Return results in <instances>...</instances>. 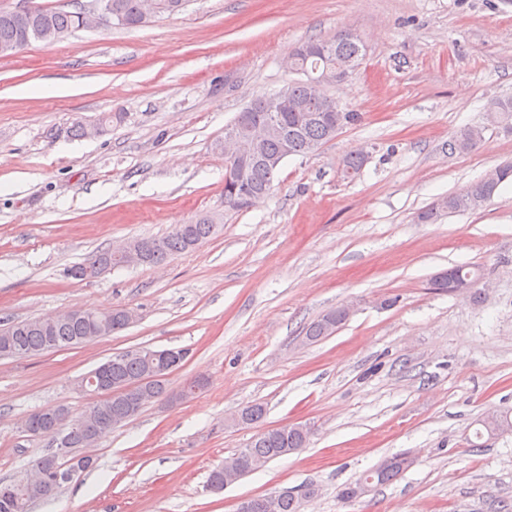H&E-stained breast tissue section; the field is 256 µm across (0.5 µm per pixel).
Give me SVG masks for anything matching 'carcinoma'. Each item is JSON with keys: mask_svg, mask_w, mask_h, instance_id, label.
<instances>
[{"mask_svg": "<svg viewBox=\"0 0 512 512\" xmlns=\"http://www.w3.org/2000/svg\"><path fill=\"white\" fill-rule=\"evenodd\" d=\"M142 0H112V13L118 15V25L133 28L148 23L141 14ZM74 10L65 7H43L33 10L30 16H21L0 8V55L17 54L34 41L54 42L79 28V2L72 3ZM365 47L352 30H340L328 40H307L288 57V68L302 78L283 91L288 93V109L268 118L266 112L240 111L233 121L239 142L228 146L224 154V204L238 209L268 195L283 162L288 155L306 157L331 141L345 127L361 121L358 112L338 108L336 100L327 93L336 84V73L361 63ZM512 135V96L491 100L485 111V122L461 129L447 143L450 153H467L476 150L488 127ZM252 150L245 161L235 153L240 148ZM366 155L356 152L342 162L343 178L352 180L365 164ZM512 182V162L488 170L480 179L466 188L432 202L417 214L424 224H435L445 216L473 213L490 202L500 189ZM218 225L208 216H201L188 224H177L162 237H136L129 241L131 248L140 254L136 266H152L157 261L166 262L172 257L194 251L197 246L214 235ZM123 253L113 249L101 250L86 262L67 269V275L77 280H90L115 267L126 266ZM483 273L478 266H452L432 280V286L450 293L460 285L467 286L474 298L481 297L478 289ZM130 308L100 310L77 309L74 314L34 317L0 329V357L10 356L16 350L24 357L73 347L91 337L120 332L128 327ZM351 314V306L340 305L330 309L303 328L301 340L310 345L326 339L344 325ZM112 379L121 383H138L153 375H162L167 365L163 351L142 348L116 354L110 358ZM196 382H187L180 390L168 386V379L160 378L144 385L143 404L165 400L184 399L195 394ZM265 407L253 403L242 408L231 418L233 426H248L263 419ZM130 408L124 396L115 394L108 399L88 406L78 416L67 418L68 444L61 455L49 451L38 458L32 469L37 478L26 474L11 483H0V512H29L30 506L40 499L39 485L51 476V471L65 465L69 456L85 447L87 428L84 421L96 423L105 436L131 420ZM490 434L512 429V416L491 415L482 421ZM309 430L294 426L258 433L247 447L214 469L209 481L227 487L247 474L259 470L270 461L300 451L306 447ZM415 463L409 453H399L382 461L377 467L353 483L344 485L338 497L354 501L363 497L372 487L391 483ZM315 494L313 486L299 490L285 489L268 496L267 507L259 512H301L304 501Z\"/></svg>", "mask_w": 512, "mask_h": 512, "instance_id": "1", "label": "carcinoma"}]
</instances>
